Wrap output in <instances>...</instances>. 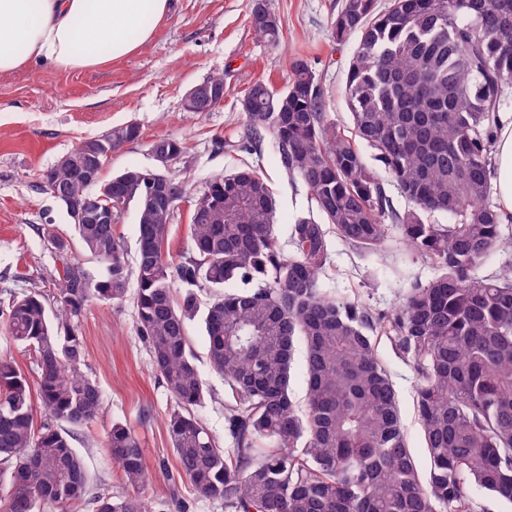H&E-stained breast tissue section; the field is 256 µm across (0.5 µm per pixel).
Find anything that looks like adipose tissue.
Returning <instances> with one entry per match:
<instances>
[{"label": "adipose tissue", "mask_w": 512, "mask_h": 512, "mask_svg": "<svg viewBox=\"0 0 512 512\" xmlns=\"http://www.w3.org/2000/svg\"><path fill=\"white\" fill-rule=\"evenodd\" d=\"M171 0H0V73L34 62L65 71L135 53L170 12ZM495 191L512 214V114L499 113Z\"/></svg>", "instance_id": "1"}]
</instances>
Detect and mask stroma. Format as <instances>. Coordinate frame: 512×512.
<instances>
[{"label":"stroma","instance_id":"35a3bbf8","mask_svg":"<svg viewBox=\"0 0 512 512\" xmlns=\"http://www.w3.org/2000/svg\"><path fill=\"white\" fill-rule=\"evenodd\" d=\"M267 3L282 22L283 34L275 47L254 39L249 26L251 0H172L169 16L156 24L152 39L131 56L89 71L34 63L0 74V302L38 290L46 308H54L53 281L63 259L98 269L66 212L40 188L39 175L80 142L128 122L139 125L140 136L106 160L104 178L128 167L153 168V141L163 136L177 139L184 152L172 170L186 181L190 195L224 172L257 170L275 194V231L281 246H288L294 220L311 207L310 193L301 181L288 176L271 139L252 151L237 149L244 123L241 102L258 80L283 90L291 75L290 60L300 55L316 71L329 116L337 124H348L344 84L354 44L336 43L332 35L331 20L343 0ZM216 73L224 76L223 102L212 111L188 115L182 107L184 95ZM47 226L66 242V252L56 250L43 236ZM329 245L323 288L336 297L359 299L382 310L401 302L412 283L427 282L434 274L395 243L382 255L363 253L334 237ZM76 332L84 343V372L99 386L102 404L95 421L76 429L75 447L88 484L85 499L74 512H95L98 496L126 489L105 447L106 434L116 421L134 432L143 449L153 475L144 491L152 512H225L223 503L198 497L178 469L166 427L175 403L138 331L133 298L120 303L90 301ZM189 336L208 389L199 415L220 445L226 389L209 364L200 326L192 325ZM378 353L398 391L410 445L416 454H423L413 373L395 356L388 340H380Z\"/></svg>","mask_w":512,"mask_h":512}]
</instances>
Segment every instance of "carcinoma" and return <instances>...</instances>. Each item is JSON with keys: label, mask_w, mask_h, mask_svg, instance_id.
I'll return each mask as SVG.
<instances>
[{"label": "carcinoma", "mask_w": 512, "mask_h": 512, "mask_svg": "<svg viewBox=\"0 0 512 512\" xmlns=\"http://www.w3.org/2000/svg\"><path fill=\"white\" fill-rule=\"evenodd\" d=\"M249 23L257 41L279 43L267 0H252ZM331 28L339 43L357 39L345 81L350 126L329 117L302 56L285 89L258 81L242 100L237 147L271 135L285 171L310 192L315 213L292 225L290 251L275 235L276 198L253 169L217 176L194 197L192 249L179 263L165 255L179 182L160 204L151 169L99 181L135 208L137 324L176 404L166 426L177 462L199 497L229 512H478L479 493L512 503V263L479 274L492 253L512 249L490 200L497 114L512 83V0H390L382 10L377 0H344ZM133 141L119 125L70 156ZM39 180L63 207L80 190L66 165ZM77 228L102 270L65 263L51 312L35 291L0 308V330L37 356L47 417L34 428L29 380L1 358L3 512H69L86 494L84 462L62 424L93 421L102 395L82 371L74 323L92 298L123 301L133 273L112 225ZM331 232L369 254L402 244L434 276L387 311L336 298L320 284ZM195 321L227 386L225 448L197 413L207 387L187 337ZM383 337L416 381L423 468L378 353ZM299 348L302 408L291 386ZM106 447L132 491L99 497L96 512H147L150 473L135 434L114 423Z\"/></svg>", "instance_id": "1"}]
</instances>
